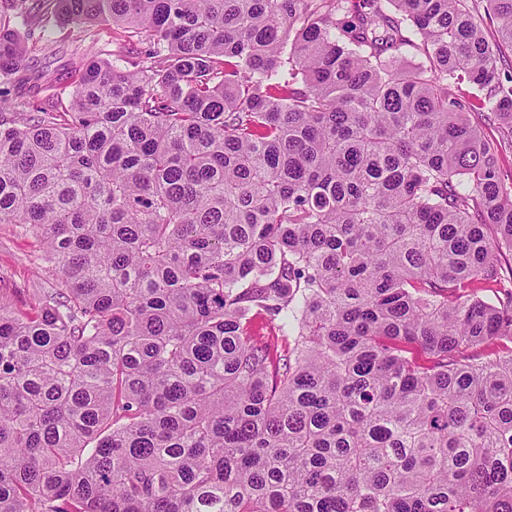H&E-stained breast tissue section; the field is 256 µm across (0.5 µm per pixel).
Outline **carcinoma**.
<instances>
[{"mask_svg":"<svg viewBox=\"0 0 512 512\" xmlns=\"http://www.w3.org/2000/svg\"><path fill=\"white\" fill-rule=\"evenodd\" d=\"M57 2L148 42L17 112L0 0V512H512V0ZM41 250L39 242L16 224H0V289L10 292L9 288H24V294L14 298L18 308H22L38 288H48L52 283L55 288L62 287L58 278L41 268L38 260Z\"/></svg>","mask_w":512,"mask_h":512,"instance_id":"carcinoma-1","label":"carcinoma"}]
</instances>
